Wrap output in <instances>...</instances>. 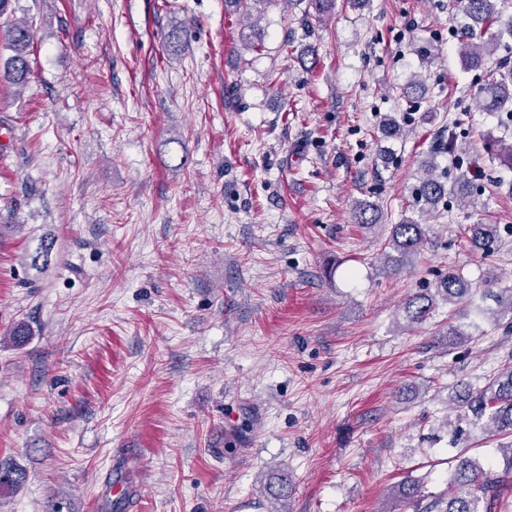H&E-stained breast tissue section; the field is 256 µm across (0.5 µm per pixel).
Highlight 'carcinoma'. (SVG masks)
<instances>
[{"label":"carcinoma","mask_w":512,"mask_h":512,"mask_svg":"<svg viewBox=\"0 0 512 512\" xmlns=\"http://www.w3.org/2000/svg\"><path fill=\"white\" fill-rule=\"evenodd\" d=\"M11 0H0V43L11 52L6 62L7 74L16 85L27 82L30 75L29 52L34 43L32 25L6 17ZM461 36L457 53L467 68H483L495 54L499 40L512 38V25L475 39L474 34L485 33L499 22L508 0H461ZM479 101L490 112H507L512 116V68L502 64L481 88ZM495 158L512 170V129L503 126V135L491 139ZM422 176L415 189L417 202L430 209L443 199L454 200L466 207L472 204L471 179L459 174L447 183L436 174L433 155L421 163ZM354 219L363 227L378 223L377 210L366 203H357ZM473 246L487 253L498 249L502 242V228L498 224H471L467 227ZM428 225L407 219L391 226L388 239L382 244L384 255L393 269L403 267L405 261L417 254L427 241ZM55 238L44 237L30 255V266L42 274L51 265ZM473 286L458 269L450 268L433 285V291L411 295L404 304V312L411 323H422L433 316L437 300L454 307V312L465 311L471 305ZM500 317L505 319L504 333L512 332V289L498 299ZM455 417L444 423L450 434V444L456 448L452 457L453 469L448 490L443 493L426 491L423 478H415L395 486L399 501L410 512H504V493L512 486V354L502 368L490 375L483 386L469 389L463 396L453 397ZM478 430L488 437L504 440L497 452L503 460L497 469V459L481 460L469 455L471 431ZM26 480L25 472L13 465L0 464V492L19 488ZM277 501L288 496V474L278 473L266 487Z\"/></svg>","instance_id":"cac0c4a2"}]
</instances>
